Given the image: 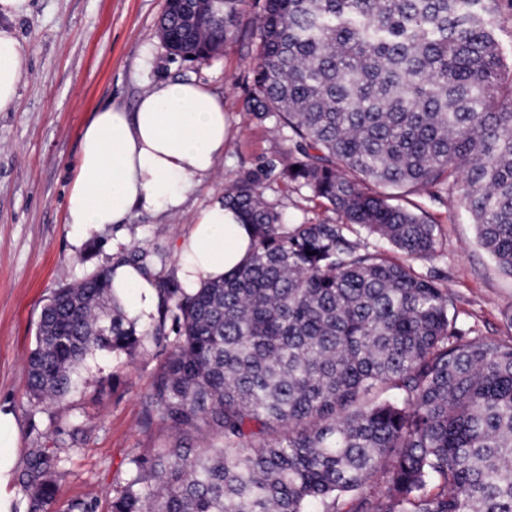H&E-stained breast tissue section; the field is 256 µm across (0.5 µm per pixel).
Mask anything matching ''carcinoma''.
<instances>
[{"label":"carcinoma","mask_w":512,"mask_h":512,"mask_svg":"<svg viewBox=\"0 0 512 512\" xmlns=\"http://www.w3.org/2000/svg\"><path fill=\"white\" fill-rule=\"evenodd\" d=\"M243 3L211 15L170 0L158 29L172 60L211 58ZM497 5L263 0L245 112L288 129L269 171L340 221L288 223L245 171L224 206L254 228L250 258L194 291L156 282L153 330L108 317L109 266L54 289L22 400L62 404L96 351L150 352L142 424L175 433L127 460L106 507L86 496L63 512H512V340L470 337L447 285L361 239L434 257L438 225L393 191L444 193L512 278V65L487 18ZM69 461L53 440L27 450L28 512L59 506Z\"/></svg>","instance_id":"carcinoma-1"}]
</instances>
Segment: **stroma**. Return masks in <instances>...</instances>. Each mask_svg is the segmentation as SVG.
Masks as SVG:
<instances>
[{"label": "stroma", "mask_w": 512, "mask_h": 512, "mask_svg": "<svg viewBox=\"0 0 512 512\" xmlns=\"http://www.w3.org/2000/svg\"><path fill=\"white\" fill-rule=\"evenodd\" d=\"M165 0H30L29 12L9 28L27 51L19 107L0 112V403L13 406L18 454L57 438L72 460L59 481L62 501L97 495L108 501L127 458L169 437L170 429L141 426L142 400L156 359L99 351L85 379L60 407L61 421L86 424V439L55 434L48 413L23 408L24 363L35 345L41 309L62 284L122 260L133 244L147 253L152 274L174 278L176 251L196 216L242 171L266 168L288 147L287 130L244 112L247 77L257 63V0H247L223 53L206 64L172 62L157 36ZM196 79L224 99L228 135L215 176L197 187L175 215L140 213L78 241L66 222L65 200L75 175L80 136L93 112L107 104L133 109L148 84ZM267 199L280 202L289 223L323 218L306 191L285 187L276 174L263 181ZM404 204L439 226L431 259L400 255L422 276L447 284L458 325L474 336L512 338V279L476 241V229L447 197L413 192Z\"/></svg>", "instance_id": "35a3bbf8"}]
</instances>
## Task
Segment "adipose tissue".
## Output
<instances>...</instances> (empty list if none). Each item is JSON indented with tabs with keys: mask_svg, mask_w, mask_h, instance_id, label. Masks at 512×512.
Here are the masks:
<instances>
[{
	"mask_svg": "<svg viewBox=\"0 0 512 512\" xmlns=\"http://www.w3.org/2000/svg\"><path fill=\"white\" fill-rule=\"evenodd\" d=\"M27 54L13 32L0 26V112L16 111ZM223 99L193 80L148 85L134 110L108 105L85 126L75 176L66 197V218L81 238L140 212L175 213L211 177L224 154ZM252 251L251 233L233 210L216 201L196 218L177 251L185 287L228 275ZM126 312L149 320L157 308L155 282L134 266H116L112 278ZM19 425L9 404H0V512H16L14 477Z\"/></svg>",
	"mask_w": 512,
	"mask_h": 512,
	"instance_id": "adipose-tissue-1",
	"label": "adipose tissue"
}]
</instances>
